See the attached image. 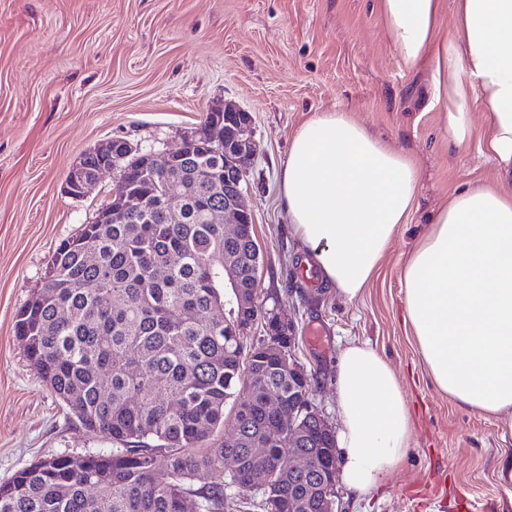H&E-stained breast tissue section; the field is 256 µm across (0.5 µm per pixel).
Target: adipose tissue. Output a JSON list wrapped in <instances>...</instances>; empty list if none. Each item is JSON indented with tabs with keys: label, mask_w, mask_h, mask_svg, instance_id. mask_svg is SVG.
<instances>
[{
	"label": "adipose tissue",
	"mask_w": 512,
	"mask_h": 512,
	"mask_svg": "<svg viewBox=\"0 0 512 512\" xmlns=\"http://www.w3.org/2000/svg\"><path fill=\"white\" fill-rule=\"evenodd\" d=\"M452 7L455 23L441 34ZM400 66L428 63V110L459 145L477 141L500 178L453 192L429 217L401 272L409 324L436 388L457 405L508 417L512 436V0H378ZM485 114L475 133L472 103ZM413 160L349 113L298 129L280 174L288 222L321 278L347 300L375 277L414 206ZM340 476L363 497L399 470L412 421L391 364L365 343L342 351L336 375Z\"/></svg>",
	"instance_id": "obj_1"
}]
</instances>
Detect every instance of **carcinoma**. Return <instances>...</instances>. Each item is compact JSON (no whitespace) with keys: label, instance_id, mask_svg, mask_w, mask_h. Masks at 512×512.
I'll return each mask as SVG.
<instances>
[{"label":"carcinoma","instance_id":"cac0c4a2","mask_svg":"<svg viewBox=\"0 0 512 512\" xmlns=\"http://www.w3.org/2000/svg\"><path fill=\"white\" fill-rule=\"evenodd\" d=\"M207 166L224 180V152L197 137L168 169L181 199L183 222L168 224L154 203L155 183L120 162L128 193L147 208L110 224H84L57 247L50 275L19 310L15 332L40 380L81 425L120 445L88 453L77 467L63 455L37 460L0 483V512H320L321 482L336 476V444L314 429L298 444L319 482L306 477L288 488V425L267 405L271 392L288 409L300 398L288 337L275 345L235 335L224 325V257L243 272L234 321L261 316L249 262L254 225L224 239L213 212L224 208V187L197 174ZM98 256L85 261V250ZM117 304L107 307L100 295ZM65 309L61 321L58 311ZM235 407V447L200 448L224 432V410ZM163 453L164 466L157 457ZM271 476L248 493L255 470Z\"/></svg>","mask_w":512,"mask_h":512}]
</instances>
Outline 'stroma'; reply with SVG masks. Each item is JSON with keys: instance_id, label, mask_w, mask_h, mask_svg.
Instances as JSON below:
<instances>
[{"instance_id": "obj_1", "label": "stroma", "mask_w": 512, "mask_h": 512, "mask_svg": "<svg viewBox=\"0 0 512 512\" xmlns=\"http://www.w3.org/2000/svg\"><path fill=\"white\" fill-rule=\"evenodd\" d=\"M427 76L398 64L377 0H0V482L39 459L113 448L40 381L14 330L58 245L120 191L106 173L70 197V169L115 138L176 149L210 109L232 104L250 114L257 142L246 195L257 294L296 326L294 356L315 404L339 426L337 363L349 343L367 342L395 369L412 414L400 471L361 499L339 487L342 512H457L462 499L473 512H512L502 419L440 393L404 321L401 268L429 215L452 191L498 175L426 111ZM332 110L409 153L419 173L407 223L353 301L306 275L279 190L296 131Z\"/></svg>"}]
</instances>
